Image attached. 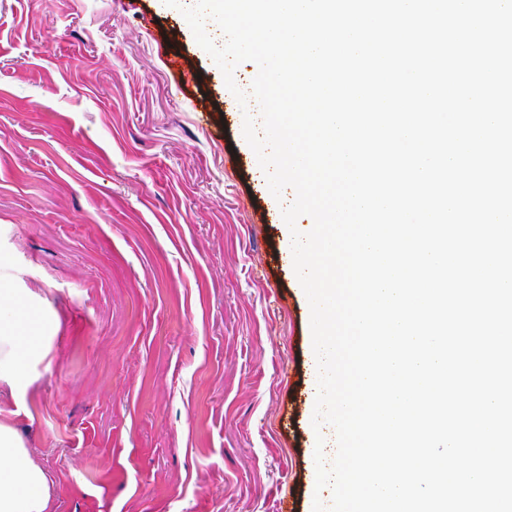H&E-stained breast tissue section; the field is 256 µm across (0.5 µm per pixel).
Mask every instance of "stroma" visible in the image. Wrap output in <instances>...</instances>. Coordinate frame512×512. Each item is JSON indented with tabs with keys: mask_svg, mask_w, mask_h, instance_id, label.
I'll use <instances>...</instances> for the list:
<instances>
[{
	"mask_svg": "<svg viewBox=\"0 0 512 512\" xmlns=\"http://www.w3.org/2000/svg\"><path fill=\"white\" fill-rule=\"evenodd\" d=\"M242 126L159 0H0V283L53 325L0 407L54 512H312L310 310Z\"/></svg>",
	"mask_w": 512,
	"mask_h": 512,
	"instance_id": "stroma-1",
	"label": "stroma"
}]
</instances>
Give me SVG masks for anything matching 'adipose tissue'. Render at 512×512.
Instances as JSON below:
<instances>
[{"label": "adipose tissue", "mask_w": 512, "mask_h": 512, "mask_svg": "<svg viewBox=\"0 0 512 512\" xmlns=\"http://www.w3.org/2000/svg\"><path fill=\"white\" fill-rule=\"evenodd\" d=\"M51 338L39 305L0 285V382L27 390L28 371L47 356ZM53 483L34 464L12 422L0 412V512H51Z\"/></svg>", "instance_id": "obj_1"}]
</instances>
